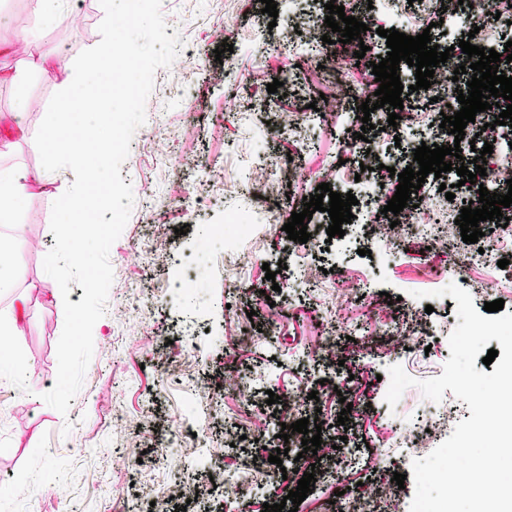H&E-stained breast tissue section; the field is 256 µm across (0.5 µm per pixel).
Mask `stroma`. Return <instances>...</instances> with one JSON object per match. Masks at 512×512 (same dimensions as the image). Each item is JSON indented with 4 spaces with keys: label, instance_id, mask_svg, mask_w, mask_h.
<instances>
[{
    "label": "stroma",
    "instance_id": "35a3bbf8",
    "mask_svg": "<svg viewBox=\"0 0 512 512\" xmlns=\"http://www.w3.org/2000/svg\"><path fill=\"white\" fill-rule=\"evenodd\" d=\"M276 2L273 20L262 14L260 0H162L169 30L181 35L182 65L157 70L146 122L121 167L135 202L110 250L114 281L106 313L93 328L94 355L68 415L41 399L55 383L64 325L58 285L43 259L55 244L52 204L74 181L72 171L50 173L52 188L31 186L18 224L0 233V246L23 259L12 287L0 290V321L16 298L26 303L25 333L14 350L19 370L0 377V512H114L124 504L145 512L153 499L165 502L167 512L180 506L226 512L207 491L209 473L193 466L205 448L221 459L225 478L248 490L250 506L286 496L316 463L334 467L337 480L313 490L298 512H347L350 500L370 498L397 472L406 480L394 496L408 512L411 462L436 442L404 447L426 400L411 387L388 408L383 376L395 364L419 380L440 376L456 312L447 301L435 302L425 336H387L385 325L411 311L414 292L452 282L471 294L476 309L500 298L512 313V279L481 260L451 264L445 245L425 251L413 237L402 239L393 263L378 267L374 256L390 242L380 226V200L351 208L358 218L376 210L378 228L359 231L348 223L344 236L332 239L325 231L330 217L318 211L307 222L314 231L308 242L289 240L284 223L303 211L304 196L318 183H331L327 161L344 154L362 122L354 106L330 114L336 83L307 53L324 31L322 0H311V21L295 27L286 23L289 0ZM103 18L99 0H69L66 21L41 30L30 0H0V42L39 31L29 49L0 58V68L34 61L64 71L99 43ZM275 35L293 38L304 54L291 61L268 51ZM224 42L232 51L215 56ZM275 79L283 84L278 94L267 90ZM25 89L32 102L26 134L0 153V167H41L34 139L60 83L32 72ZM311 103L324 113L313 126ZM261 111L268 114L263 124ZM391 111L387 105L371 112L379 128L373 143L403 168L422 134L394 132L387 125ZM331 185L342 192L341 184ZM255 187L280 198V211L257 215L254 233L237 252L205 246L199 225L220 224L236 235L229 216L251 207ZM298 264L313 269L312 285L291 280L289 269ZM269 269L276 273L271 281ZM180 273L188 275L194 301L169 289ZM330 338L333 364L315 355ZM270 391L283 406L297 394L318 392L321 435L341 442L303 456L290 449L282 459L287 476L274 483L256 480L252 460L258 447L279 444L282 419L266 403ZM346 400L355 410L341 425ZM189 418L203 427V442L182 436ZM67 423L72 430L65 436ZM131 454L141 456V465L128 464ZM134 483L142 487L136 500L129 493ZM179 486L188 487L189 499L174 497Z\"/></svg>",
    "mask_w": 512,
    "mask_h": 512
}]
</instances>
